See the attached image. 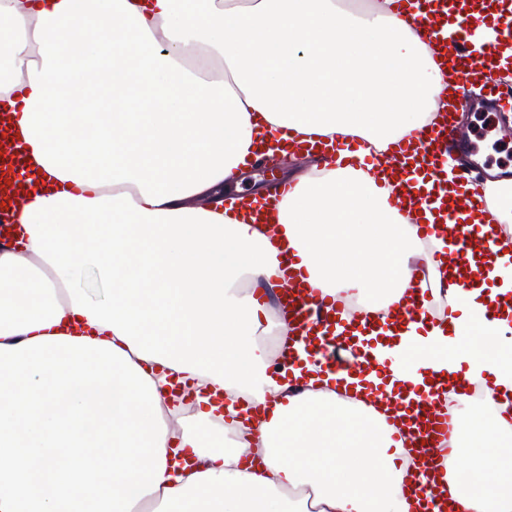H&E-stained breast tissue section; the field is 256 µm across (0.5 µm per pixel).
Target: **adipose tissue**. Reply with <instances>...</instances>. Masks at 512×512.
I'll return each mask as SVG.
<instances>
[{
    "label": "adipose tissue",
    "instance_id": "ef3b65f1",
    "mask_svg": "<svg viewBox=\"0 0 512 512\" xmlns=\"http://www.w3.org/2000/svg\"><path fill=\"white\" fill-rule=\"evenodd\" d=\"M444 78L413 18L391 0H0V102L26 154L29 193L0 247V344L76 335L121 348L156 385L166 467L135 512H417L396 460L403 445L374 407L325 375L278 382L255 339L287 332L241 288L268 282L278 253L241 218L254 190H225L259 132L388 145L442 109ZM363 169L315 167L278 206L313 281L387 316L421 240ZM489 265L450 322L411 323L374 350L373 385L426 389L427 370L489 380L485 409H462L481 488L464 512H512V255ZM229 395L278 393L269 420L197 397L181 416L175 382Z\"/></svg>",
    "mask_w": 512,
    "mask_h": 512
}]
</instances>
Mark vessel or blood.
<instances>
[{
  "instance_id": "1",
  "label": "vessel or blood",
  "mask_w": 512,
  "mask_h": 512,
  "mask_svg": "<svg viewBox=\"0 0 512 512\" xmlns=\"http://www.w3.org/2000/svg\"><path fill=\"white\" fill-rule=\"evenodd\" d=\"M393 8L414 16L422 39L451 81V95L444 112L431 123L390 144L373 175L379 184L390 187L391 206L416 228L421 239L443 241L442 249L426 255V262L447 268L440 284L443 298L434 300L430 288L424 287L421 264L409 263L411 281L406 296L383 321L366 311L351 312L344 295L326 294L315 285L297 255L278 254L280 275L275 294L288 319L283 358L291 365L298 362L297 350L302 347L317 356L322 370L360 369L362 346L339 338L337 328L349 327L360 333L383 323L432 322L435 303L449 305L460 288L466 287L462 270L470 254L486 250L493 240L503 247L512 245L511 239L497 237L495 231L476 223L474 214L484 202L482 184L473 169L463 162L456 170L448 168L451 156L463 159L468 154L457 136L456 117L468 109L471 90L480 89L493 110H512V0H393ZM483 27L493 30L495 38L479 45L472 33ZM313 151L336 168L361 165L358 156L341 154L333 147L317 144ZM267 188V197L257 204L252 217L274 239L280 234L276 208L293 185L273 179ZM470 387V380L463 376L436 372L431 390L417 397L396 399L385 390L376 392L374 405L386 406L387 423L399 431L404 447L414 451L417 473L404 488L419 498L423 512H456V502L445 490L451 470L465 469L467 462L459 457L452 466L444 464L438 443L448 434L449 420L441 407L449 390L464 392Z\"/></svg>"
}]
</instances>
